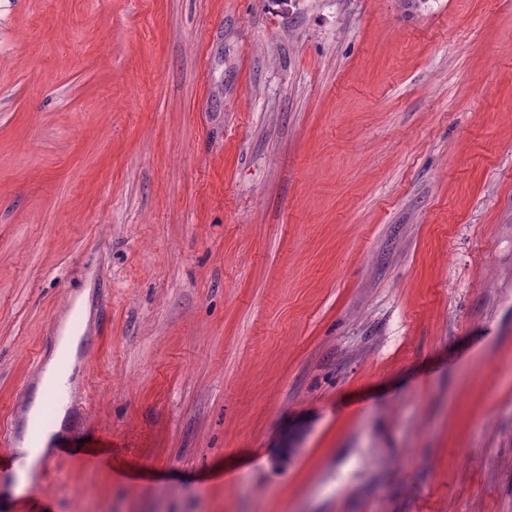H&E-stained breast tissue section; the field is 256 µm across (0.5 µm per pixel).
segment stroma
<instances>
[{"label": "stroma", "instance_id": "35a3bbf8", "mask_svg": "<svg viewBox=\"0 0 512 512\" xmlns=\"http://www.w3.org/2000/svg\"><path fill=\"white\" fill-rule=\"evenodd\" d=\"M84 291L0 512H512V0H0V423ZM79 340L76 337L64 334L60 336L53 349L52 355L46 363L36 383V390L30 416L38 414L50 391H56L57 424L54 428L45 431L36 441L25 437L16 448H12L15 457L13 470L6 475L3 481L4 488L13 494H20L30 487L31 478L35 473V466L50 451L66 425L69 410L68 379H59L54 372L56 359L63 354H74L77 351Z\"/></svg>", "mask_w": 512, "mask_h": 512}]
</instances>
